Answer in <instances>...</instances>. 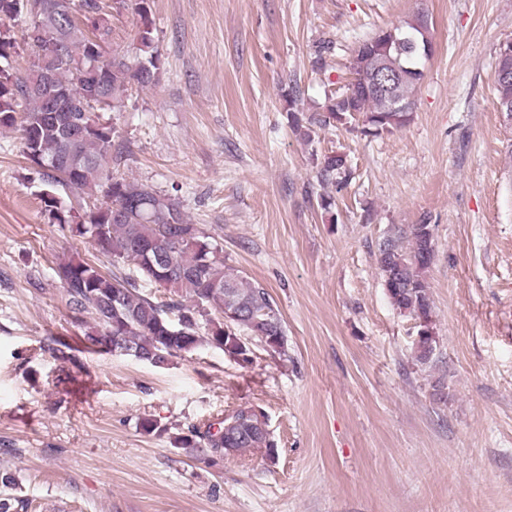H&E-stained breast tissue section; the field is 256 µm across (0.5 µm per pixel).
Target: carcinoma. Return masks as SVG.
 Masks as SVG:
<instances>
[{"label":"carcinoma","mask_w":512,"mask_h":512,"mask_svg":"<svg viewBox=\"0 0 512 512\" xmlns=\"http://www.w3.org/2000/svg\"><path fill=\"white\" fill-rule=\"evenodd\" d=\"M66 2L62 0L61 14L47 8L33 16L29 0H0V128L20 132L28 160L42 175L45 192L40 199L48 220L112 258L109 273L75 255L60 258L53 268L76 321L84 327L85 348L110 353L119 339L132 346L136 359L164 368L175 358L209 346L248 365L251 348L236 340L246 331L260 343L275 342L278 352L286 354L284 323L267 289L224 266L178 199L112 173V161L122 158L123 150L116 144L106 113L122 111L133 88L150 87L159 78L149 0H136L135 55L114 53L98 65L93 64V47L96 40L112 34V27L96 25L91 15L108 17L125 7L126 0H81L80 8L72 12L66 10ZM19 21L47 34L46 40L29 42L27 47L31 57L52 48L49 62L61 92L53 114L33 90L39 78L35 66L16 65L18 41L25 40L26 34L15 30ZM411 41L419 48L432 43L428 15L419 13L407 27L384 33L382 42L388 49L382 64L397 77L390 90L367 89L371 55L361 43L348 66L351 93L329 98L324 112L309 117V124H348L360 115L366 136L404 127L411 120L413 93L423 77L422 60L410 48ZM494 83L499 109L512 108V75H496ZM298 101L300 93L293 87L288 91V112L294 130L307 137L309 132L302 131V118L295 110ZM398 106L407 111H397ZM347 171L344 154L323 155L321 181L339 185ZM102 186L106 200L80 213L57 193L62 187L91 197ZM151 244L164 250V260L155 265L144 252ZM434 256L431 224L397 228L377 248V263L393 307L418 324L414 359L422 366L434 361L438 347L426 278ZM140 277L169 290L168 299L158 301L145 294ZM266 421L263 411L243 406L218 422V428L202 431L193 426L188 434L174 437V444L192 458L214 463L265 442L266 459L272 461L277 445L266 441L262 429Z\"/></svg>","instance_id":"obj_1"}]
</instances>
